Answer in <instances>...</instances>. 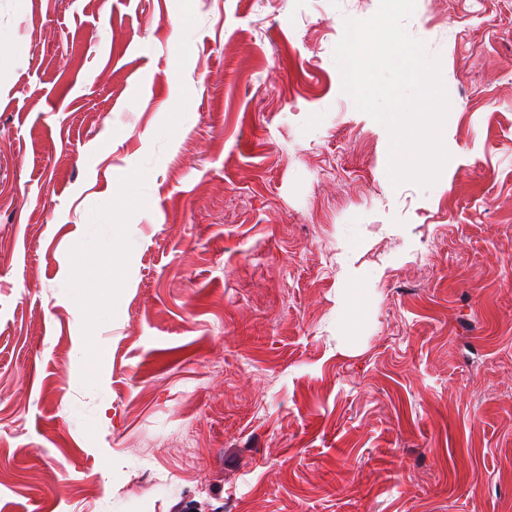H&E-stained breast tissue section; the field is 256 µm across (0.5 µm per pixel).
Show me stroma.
<instances>
[{"mask_svg":"<svg viewBox=\"0 0 512 512\" xmlns=\"http://www.w3.org/2000/svg\"><path fill=\"white\" fill-rule=\"evenodd\" d=\"M379 3L0 0V512H512V0L406 22L427 189L333 60Z\"/></svg>","mask_w":512,"mask_h":512,"instance_id":"stroma-1","label":"stroma"}]
</instances>
